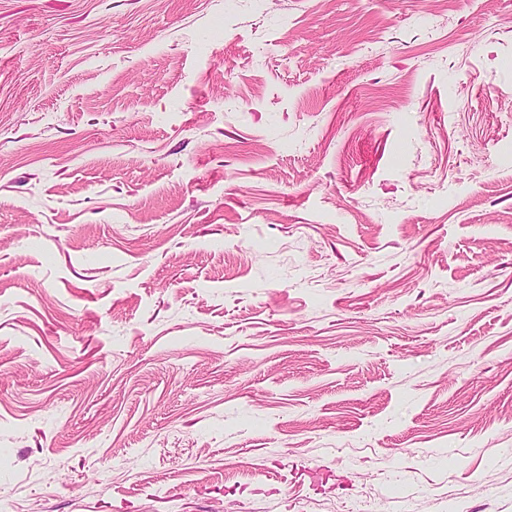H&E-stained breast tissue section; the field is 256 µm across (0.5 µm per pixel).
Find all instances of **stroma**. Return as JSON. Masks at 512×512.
Masks as SVG:
<instances>
[{
  "mask_svg": "<svg viewBox=\"0 0 512 512\" xmlns=\"http://www.w3.org/2000/svg\"><path fill=\"white\" fill-rule=\"evenodd\" d=\"M512 512V0H0V503Z\"/></svg>",
  "mask_w": 512,
  "mask_h": 512,
  "instance_id": "1",
  "label": "stroma"
}]
</instances>
